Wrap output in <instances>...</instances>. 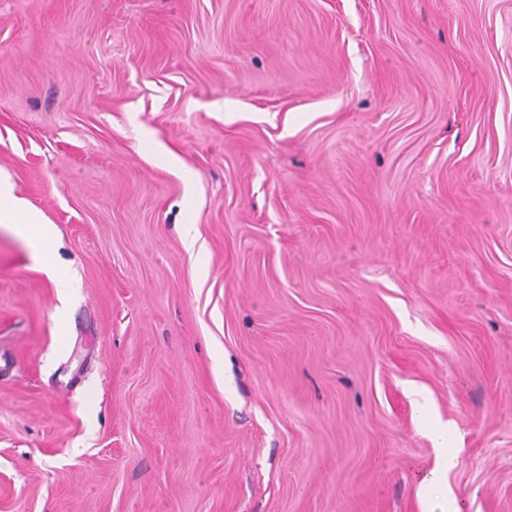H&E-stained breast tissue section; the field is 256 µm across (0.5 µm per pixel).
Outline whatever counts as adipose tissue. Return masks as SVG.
Instances as JSON below:
<instances>
[{
  "mask_svg": "<svg viewBox=\"0 0 512 512\" xmlns=\"http://www.w3.org/2000/svg\"><path fill=\"white\" fill-rule=\"evenodd\" d=\"M0 224L8 227L25 244L31 258L38 262L49 279L55 284L61 305L59 314H66L65 304L72 291L67 280L52 259L55 227L40 212L15 192V184L7 172L0 168ZM446 437L443 426H434L431 438L440 447L438 460L420 481L424 498L429 504L427 512H459L455 499L448 489V471L456 464L455 456L449 455L442 443Z\"/></svg>",
  "mask_w": 512,
  "mask_h": 512,
  "instance_id": "obj_1",
  "label": "adipose tissue"
}]
</instances>
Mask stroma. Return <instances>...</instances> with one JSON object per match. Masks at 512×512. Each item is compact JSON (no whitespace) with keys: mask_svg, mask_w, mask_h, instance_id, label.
<instances>
[{"mask_svg":"<svg viewBox=\"0 0 512 512\" xmlns=\"http://www.w3.org/2000/svg\"><path fill=\"white\" fill-rule=\"evenodd\" d=\"M0 167V512H512V0H0ZM0 224L21 239L31 258L38 262L55 284L60 300L58 313L65 316L72 283L52 259L55 227L40 212L15 193V184L7 170L0 168ZM438 460L428 474L420 480V487L430 508L425 512H459L452 493L448 490V470L456 465L454 455H448V448H438Z\"/></svg>","mask_w":512,"mask_h":512,"instance_id":"1","label":"stroma"}]
</instances>
